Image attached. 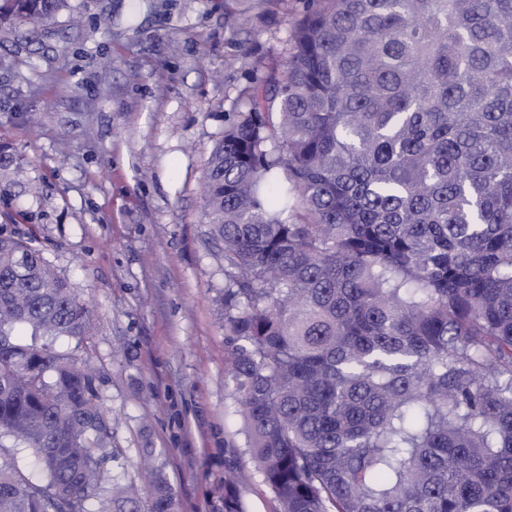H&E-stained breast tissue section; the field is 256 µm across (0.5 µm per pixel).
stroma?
Listing matches in <instances>:
<instances>
[{
    "instance_id": "1",
    "label": "stroma",
    "mask_w": 512,
    "mask_h": 512,
    "mask_svg": "<svg viewBox=\"0 0 512 512\" xmlns=\"http://www.w3.org/2000/svg\"><path fill=\"white\" fill-rule=\"evenodd\" d=\"M315 2L70 0L0 27V231H33L90 304L88 345L57 347L100 369L114 471L138 483L142 449H165L180 512H215L228 470L248 512L277 507L225 409L224 249L200 182Z\"/></svg>"
}]
</instances>
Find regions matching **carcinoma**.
I'll return each mask as SVG.
<instances>
[{"mask_svg":"<svg viewBox=\"0 0 512 512\" xmlns=\"http://www.w3.org/2000/svg\"><path fill=\"white\" fill-rule=\"evenodd\" d=\"M69 0H0V23ZM203 176L225 378L279 512H512V0H318ZM89 305L0 234V512H140ZM30 333L31 340L25 339ZM151 512H179L144 448ZM218 512H245L230 476Z\"/></svg>","mask_w":512,"mask_h":512,"instance_id":"1","label":"carcinoma"}]
</instances>
